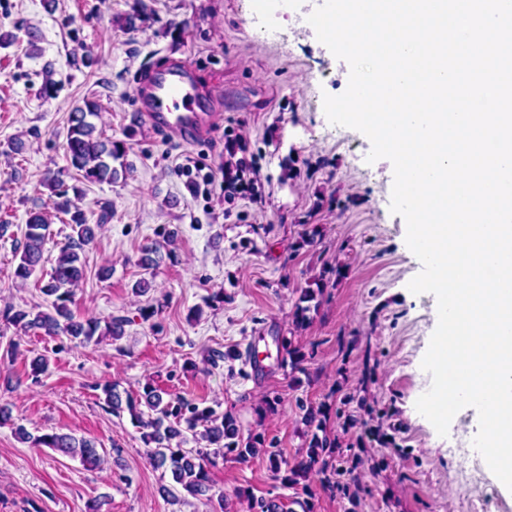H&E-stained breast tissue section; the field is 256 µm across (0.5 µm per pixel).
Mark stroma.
<instances>
[{"mask_svg":"<svg viewBox=\"0 0 512 512\" xmlns=\"http://www.w3.org/2000/svg\"><path fill=\"white\" fill-rule=\"evenodd\" d=\"M293 0H0V512H211L172 489L154 467L128 412L108 411L102 384L138 397L145 383L214 408L238 428L236 450L208 467L224 512L272 500L283 512H512L473 440L475 408L447 436L415 408L431 386L421 363L438 318L432 294H413L422 267L405 247L406 222L390 210L393 165L368 162L370 140L336 128L324 95L342 94L350 67L316 34L293 30ZM180 59L192 67L201 105L217 113L209 135L186 144L141 117L145 72ZM53 80L52 95L43 92ZM97 101L95 123L122 143L117 178L78 180L65 156L67 119ZM237 134L255 180L251 196L225 198V133ZM202 163L210 183L193 188L183 164ZM77 188L78 206L99 224L82 259L86 276L70 305L79 318H124L120 339L80 345L25 333L7 307H42L40 291L70 232L54 207L50 177ZM51 224L44 263L27 284L14 277L26 221ZM147 248L158 267L144 269ZM108 278H100L102 266ZM149 280L151 290L134 292ZM315 305L297 323L305 290ZM305 355L291 368L286 349ZM219 350L224 360L212 366ZM47 368L32 379L29 363ZM319 425L305 422L306 410ZM70 433L107 453L102 468L34 448L14 434ZM335 437L329 466L357 479L348 490L312 478L289 485L318 429ZM264 449L240 457L239 448ZM280 450L272 461L267 446Z\"/></svg>","mask_w":512,"mask_h":512,"instance_id":"obj_1","label":"stroma"}]
</instances>
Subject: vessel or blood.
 <instances>
[{
    "label": "vessel or blood",
    "mask_w": 512,
    "mask_h": 512,
    "mask_svg": "<svg viewBox=\"0 0 512 512\" xmlns=\"http://www.w3.org/2000/svg\"><path fill=\"white\" fill-rule=\"evenodd\" d=\"M138 93L144 102L142 118L153 130L187 142L203 138L211 130L214 113L200 111L188 63L180 62L148 74Z\"/></svg>",
    "instance_id": "vessel-or-blood-1"
}]
</instances>
